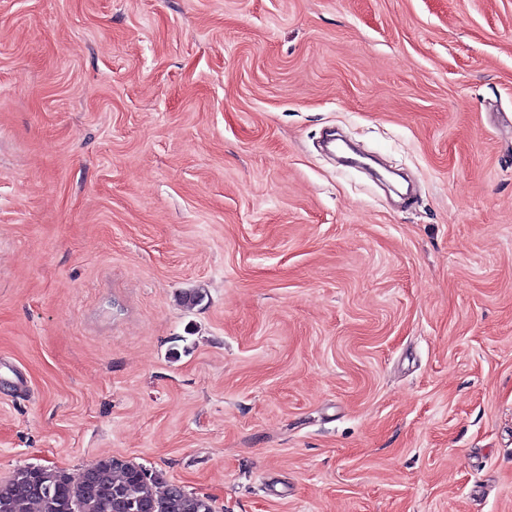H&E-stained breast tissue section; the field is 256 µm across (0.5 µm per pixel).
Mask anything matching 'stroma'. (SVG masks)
Listing matches in <instances>:
<instances>
[{
  "label": "stroma",
  "mask_w": 512,
  "mask_h": 512,
  "mask_svg": "<svg viewBox=\"0 0 512 512\" xmlns=\"http://www.w3.org/2000/svg\"><path fill=\"white\" fill-rule=\"evenodd\" d=\"M107 456L512 512V0H0V481Z\"/></svg>",
  "instance_id": "obj_1"
}]
</instances>
